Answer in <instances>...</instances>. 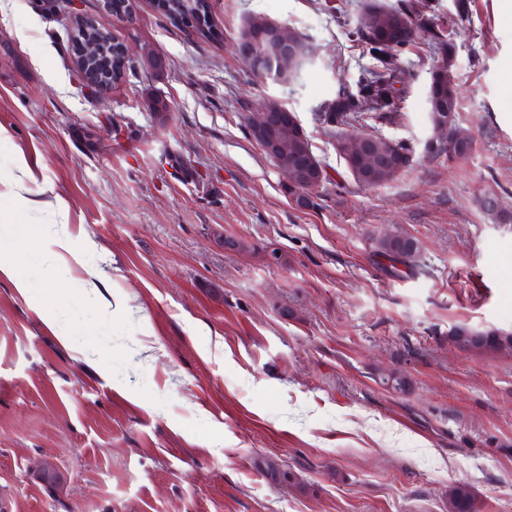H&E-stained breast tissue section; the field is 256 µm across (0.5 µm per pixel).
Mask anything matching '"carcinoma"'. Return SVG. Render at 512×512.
Returning <instances> with one entry per match:
<instances>
[{
  "label": "carcinoma",
  "mask_w": 512,
  "mask_h": 512,
  "mask_svg": "<svg viewBox=\"0 0 512 512\" xmlns=\"http://www.w3.org/2000/svg\"><path fill=\"white\" fill-rule=\"evenodd\" d=\"M429 9L425 0H398L393 5L385 0H364L350 35L362 48L363 55L369 58V64L363 69L356 90L340 87L336 97L317 114V120L332 130L345 126L373 128L383 122H395L405 94L404 70L397 66V62L419 44L422 50L417 60L432 62L430 81L437 99L452 112H458L457 88L452 76L456 57L454 29L435 22ZM166 13L173 22L183 23L189 17L201 36L218 38V33L208 22V0H167ZM269 23L267 18L251 16L244 21L241 32L255 40L258 47L267 40ZM76 32L80 39L93 40L99 47L98 56L81 66L84 74H93L99 83L108 88L126 75L127 63L113 56L107 31L94 25H79ZM431 137L438 144L431 153L433 157L460 158L472 149V142L459 141L453 152H448L436 115L433 116ZM338 139L343 141L342 152L346 155L374 154L380 149L387 150L388 164H364L368 168V178L355 179L359 184L378 186L387 183L405 171L412 160L413 150L403 141L394 145L392 140L374 134L372 142L367 143L354 134L342 132ZM312 158L314 154L309 140L298 138L289 144L287 158L273 160L274 166L280 170L290 167L300 170L301 181L289 185L288 193L297 197L303 207L314 205L312 195L306 192L303 182L319 179ZM482 208L492 223L512 224V212L492 208L490 198L482 201ZM378 251L392 262L400 259L409 266L415 262L417 246L407 237L392 235L378 241ZM448 336L464 350L512 351V332L508 331H484L460 325L449 330ZM264 474L273 483H287L294 478L292 472L273 461L265 463ZM448 512H476L475 499L467 485L458 484L448 492Z\"/></svg>",
  "instance_id": "carcinoma-1"
}]
</instances>
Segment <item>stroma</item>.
Masks as SVG:
<instances>
[{
  "label": "stroma",
  "instance_id": "obj_1",
  "mask_svg": "<svg viewBox=\"0 0 512 512\" xmlns=\"http://www.w3.org/2000/svg\"><path fill=\"white\" fill-rule=\"evenodd\" d=\"M130 2L120 20L83 0L133 63L94 102L70 24L40 0H0V177L24 159L69 208L17 215L0 198V261L29 282L22 293L0 274V507L448 512L462 483L478 512H512V354L448 336L512 331V224L481 208L493 194L512 209V13L469 0L455 27L468 156L419 150L431 124L417 63L399 121L378 129L415 144L413 162L363 186L316 119L366 63L346 0H210L217 40ZM258 15L320 48L295 84L239 60V30ZM150 52L163 75L144 67ZM155 95L166 121L147 108ZM269 100L295 113L326 169L315 207L292 203L249 136ZM63 233L78 261L54 260ZM386 234L416 242L415 266L378 253ZM393 371L405 391L384 385ZM261 459L287 465L292 484L267 479Z\"/></svg>",
  "mask_w": 512,
  "mask_h": 512
}]
</instances>
